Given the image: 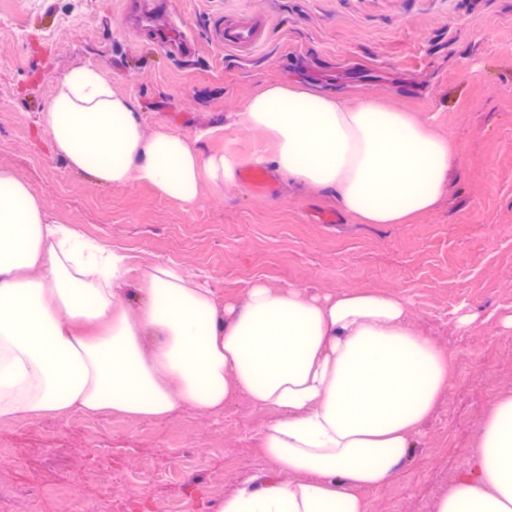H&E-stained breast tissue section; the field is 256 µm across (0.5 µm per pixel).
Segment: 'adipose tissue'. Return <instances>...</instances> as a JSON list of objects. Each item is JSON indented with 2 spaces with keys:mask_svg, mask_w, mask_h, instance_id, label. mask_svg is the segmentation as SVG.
Wrapping results in <instances>:
<instances>
[{
  "mask_svg": "<svg viewBox=\"0 0 512 512\" xmlns=\"http://www.w3.org/2000/svg\"><path fill=\"white\" fill-rule=\"evenodd\" d=\"M245 121L271 135L276 173L334 192L366 224H402L448 188V137L378 102L351 103L299 84L260 88ZM71 170L131 181L192 204L201 178L223 187L237 159L183 135L143 129L133 100L77 67L40 113ZM399 296L309 297L254 283L218 304L206 275L141 262L51 217L0 168V421L117 412L164 421L179 408L221 413L245 393L275 410L263 456L293 481L245 483L209 512H365L448 385L447 350L414 330ZM435 512H512V396L484 417L466 474Z\"/></svg>",
  "mask_w": 512,
  "mask_h": 512,
  "instance_id": "ef3b65f1",
  "label": "adipose tissue"
}]
</instances>
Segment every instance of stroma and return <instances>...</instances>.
I'll return each mask as SVG.
<instances>
[{
	"label": "stroma",
	"mask_w": 512,
	"mask_h": 512,
	"mask_svg": "<svg viewBox=\"0 0 512 512\" xmlns=\"http://www.w3.org/2000/svg\"><path fill=\"white\" fill-rule=\"evenodd\" d=\"M184 22L197 50L164 51L137 28L134 0H0V167L50 215L147 261L209 276L239 301L257 280L311 296L371 291L407 297L414 329L448 349V389L415 435L413 455L366 512H433L461 477L482 415L512 395V335L488 310L512 313V0H150ZM263 24L253 50L212 38L216 20ZM91 67L136 100L146 131L164 126L205 153L250 166L273 154L241 113L264 84L298 83L408 112L449 137L455 160L432 211L406 224H363L335 196L269 174L240 177L194 205L132 182L98 184L57 158L39 112L57 81ZM475 319L458 330L455 311ZM272 418L234 395L221 415L185 408L157 422L118 413L0 422L6 512H63L60 493L101 512H208L252 478L280 479L257 433Z\"/></svg>",
	"instance_id": "obj_1"
}]
</instances>
